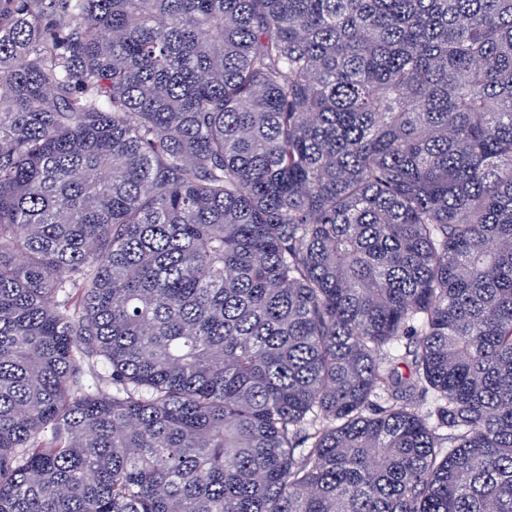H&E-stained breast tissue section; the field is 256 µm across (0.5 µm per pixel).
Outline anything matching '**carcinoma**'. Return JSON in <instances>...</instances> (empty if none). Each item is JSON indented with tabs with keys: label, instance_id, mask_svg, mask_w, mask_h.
<instances>
[{
	"label": "carcinoma",
	"instance_id": "1",
	"mask_svg": "<svg viewBox=\"0 0 512 512\" xmlns=\"http://www.w3.org/2000/svg\"><path fill=\"white\" fill-rule=\"evenodd\" d=\"M0 512H512V0H0Z\"/></svg>",
	"mask_w": 512,
	"mask_h": 512
}]
</instances>
